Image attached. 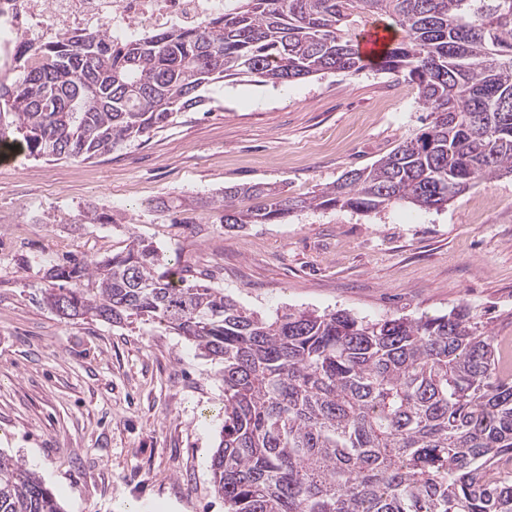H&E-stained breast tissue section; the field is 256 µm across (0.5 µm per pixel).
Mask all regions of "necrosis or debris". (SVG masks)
<instances>
[{
	"label": "necrosis or debris",
	"mask_w": 512,
	"mask_h": 512,
	"mask_svg": "<svg viewBox=\"0 0 512 512\" xmlns=\"http://www.w3.org/2000/svg\"><path fill=\"white\" fill-rule=\"evenodd\" d=\"M228 0H0V56L20 45L50 44L61 35L109 30L113 39L192 29L224 13Z\"/></svg>",
	"instance_id": "4bbe7bcc"
}]
</instances>
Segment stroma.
<instances>
[{"label": "stroma", "mask_w": 512, "mask_h": 512, "mask_svg": "<svg viewBox=\"0 0 512 512\" xmlns=\"http://www.w3.org/2000/svg\"><path fill=\"white\" fill-rule=\"evenodd\" d=\"M205 105L82 161L0 164V451L34 465L64 512H224L210 462L224 423L219 364L166 326L65 319L41 300L48 263L153 241L179 276L271 316L371 320L465 304L512 337V176L447 206L315 209L232 229L163 199L267 183L305 196L423 127L414 84L366 69L285 86L227 80ZM114 215L85 224V208Z\"/></svg>", "instance_id": "stroma-1"}]
</instances>
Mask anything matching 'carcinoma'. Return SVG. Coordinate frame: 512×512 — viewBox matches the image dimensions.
<instances>
[{
    "label": "carcinoma",
    "instance_id": "obj_1",
    "mask_svg": "<svg viewBox=\"0 0 512 512\" xmlns=\"http://www.w3.org/2000/svg\"><path fill=\"white\" fill-rule=\"evenodd\" d=\"M365 16L398 37L376 59ZM0 82V147L91 159L205 102L213 82L282 85L371 67L415 83L429 122L374 164L302 198L266 184L203 201L230 228L311 208H441L512 174V0H232L224 16L135 42L68 35L18 52ZM43 303L67 319L156 320L223 364L211 458L225 512H512V366L466 305L359 318L285 308L267 318L206 284H177L135 238L52 264ZM0 512H62L35 472L0 452Z\"/></svg>",
    "mask_w": 512,
    "mask_h": 512
}]
</instances>
